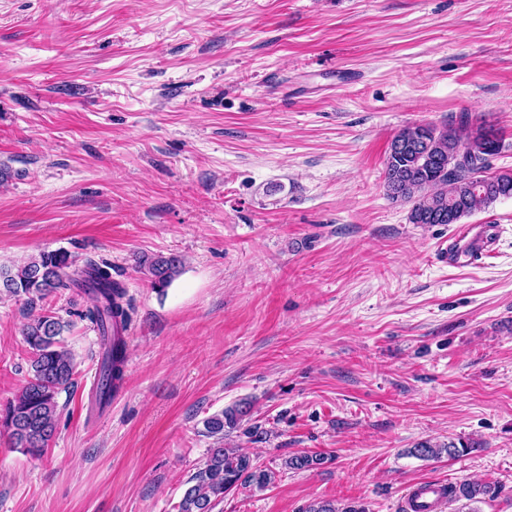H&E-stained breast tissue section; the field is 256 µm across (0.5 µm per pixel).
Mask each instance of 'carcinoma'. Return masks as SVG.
<instances>
[{"mask_svg":"<svg viewBox=\"0 0 512 512\" xmlns=\"http://www.w3.org/2000/svg\"><path fill=\"white\" fill-rule=\"evenodd\" d=\"M502 150L500 138L489 139L470 125L469 114L458 122L412 125L392 139L385 160L384 187L393 200L411 204L412 224H457L474 211L500 198H512V172H490V161ZM152 288L164 293L180 274L183 260L170 254L140 260ZM92 298L81 313L97 327L101 338L99 403L111 400L123 387L128 347L118 330L128 327L132 304L124 284L112 277L106 262L77 260L63 249L42 251L13 267L0 266V297L25 296L31 302L68 290ZM69 322L48 310L27 323L23 334L34 351L30 379L15 399L0 412V428H6L14 447L39 457L53 438L59 415L58 395L72 385L74 360L61 336ZM239 403L207 417L205 433L224 440V428L234 429L248 413ZM474 447L464 439L443 445L422 442L415 447L420 457L445 451L456 456ZM272 472L233 448L218 445L208 450L204 465L189 481L177 512H214L224 495L241 483L264 488Z\"/></svg>","mask_w":512,"mask_h":512,"instance_id":"obj_1","label":"carcinoma"}]
</instances>
